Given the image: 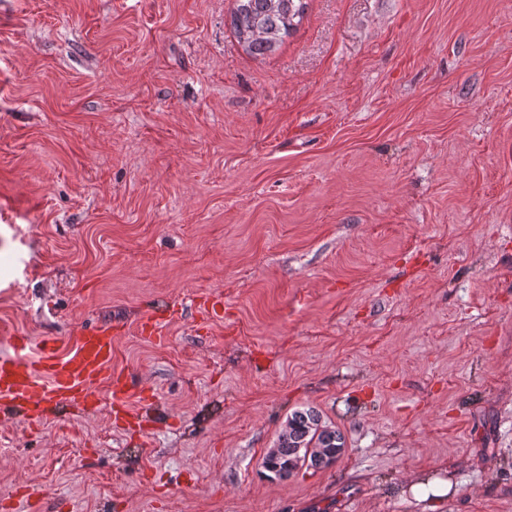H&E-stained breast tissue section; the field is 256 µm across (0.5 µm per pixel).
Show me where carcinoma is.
Instances as JSON below:
<instances>
[{"label": "carcinoma", "mask_w": 512, "mask_h": 512, "mask_svg": "<svg viewBox=\"0 0 512 512\" xmlns=\"http://www.w3.org/2000/svg\"><path fill=\"white\" fill-rule=\"evenodd\" d=\"M231 26L239 41L255 53L275 50L282 38L296 28L305 0H235ZM344 449V440L335 427L322 422L313 409L294 412L280 433L276 448L266 454L263 468L272 477L284 480L298 469L333 465Z\"/></svg>", "instance_id": "cac0c4a2"}]
</instances>
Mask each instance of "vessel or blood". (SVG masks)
Listing matches in <instances>:
<instances>
[{
  "instance_id": "1",
  "label": "vessel or blood",
  "mask_w": 512,
  "mask_h": 512,
  "mask_svg": "<svg viewBox=\"0 0 512 512\" xmlns=\"http://www.w3.org/2000/svg\"><path fill=\"white\" fill-rule=\"evenodd\" d=\"M9 337L14 351L0 356L1 402L24 410L55 400L85 406L104 383L114 403L128 406L127 381L111 369V326L91 327L70 341L44 339L32 358L26 354L32 345L29 336L13 331Z\"/></svg>"
}]
</instances>
